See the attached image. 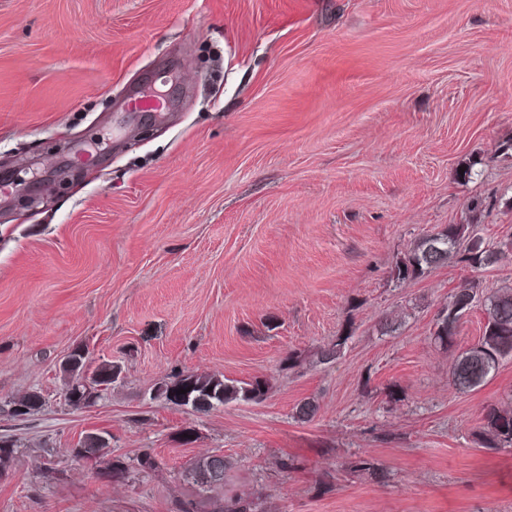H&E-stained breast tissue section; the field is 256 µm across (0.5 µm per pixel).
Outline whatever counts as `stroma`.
I'll use <instances>...</instances> for the list:
<instances>
[{
  "instance_id": "obj_1",
  "label": "stroma",
  "mask_w": 512,
  "mask_h": 512,
  "mask_svg": "<svg viewBox=\"0 0 512 512\" xmlns=\"http://www.w3.org/2000/svg\"><path fill=\"white\" fill-rule=\"evenodd\" d=\"M168 72L183 92L160 117L128 112ZM67 137L92 162L48 208L15 206L42 175L30 156ZM1 199L0 403L43 405L0 413L17 445L0 512H207L179 473L212 452L258 512H512V448L477 442L489 408L512 409V357L465 390L452 365L483 309L451 348L430 335L461 283L511 286L512 262L390 277L446 225L512 236V0H0ZM77 347L121 368L82 409L61 372ZM291 351L302 366L280 372ZM178 372L271 390L154 397ZM94 429L122 481L72 456ZM163 381L156 389L157 396L179 406H191L196 410L214 405H226L243 401L260 404L269 394L266 380L254 378L249 381L222 379L214 374H181ZM212 387L211 391L208 388ZM183 388H190L186 394H177ZM4 406L9 407L7 414L10 417L15 418L18 414H30L37 411L42 406V396L37 391H32L21 399L9 400Z\"/></svg>"
}]
</instances>
